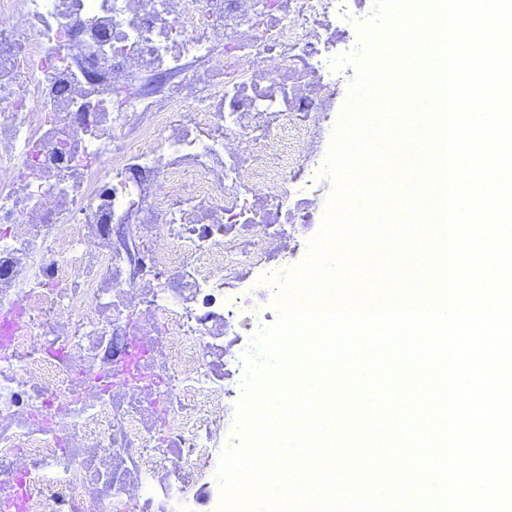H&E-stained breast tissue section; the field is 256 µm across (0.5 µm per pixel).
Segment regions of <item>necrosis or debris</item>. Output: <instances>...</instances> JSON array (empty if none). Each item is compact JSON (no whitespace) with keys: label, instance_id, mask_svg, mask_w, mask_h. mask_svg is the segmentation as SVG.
<instances>
[{"label":"necrosis or debris","instance_id":"obj_1","mask_svg":"<svg viewBox=\"0 0 512 512\" xmlns=\"http://www.w3.org/2000/svg\"><path fill=\"white\" fill-rule=\"evenodd\" d=\"M366 0H0V512H201Z\"/></svg>","mask_w":512,"mask_h":512}]
</instances>
